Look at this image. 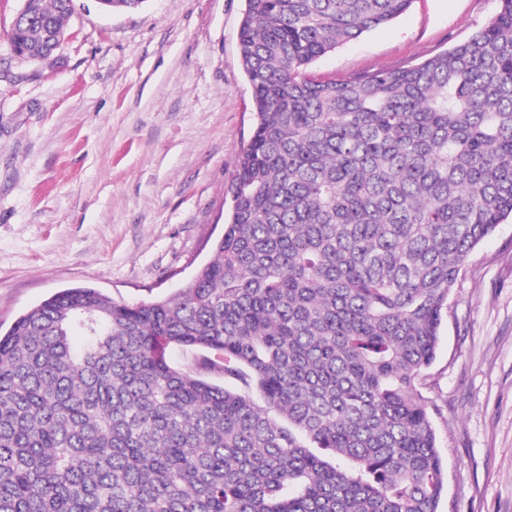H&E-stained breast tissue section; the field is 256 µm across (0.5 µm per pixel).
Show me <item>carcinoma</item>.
<instances>
[{"mask_svg": "<svg viewBox=\"0 0 512 512\" xmlns=\"http://www.w3.org/2000/svg\"><path fill=\"white\" fill-rule=\"evenodd\" d=\"M72 2L21 0L38 26L11 40L65 37ZM496 2L434 57L325 82L315 60L412 0H246L255 125L215 256L171 297L65 288L0 334V512H438L420 388L452 287L512 216Z\"/></svg>", "mask_w": 512, "mask_h": 512, "instance_id": "carcinoma-1", "label": "carcinoma"}]
</instances>
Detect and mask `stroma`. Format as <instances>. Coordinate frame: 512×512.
Returning a JSON list of instances; mask_svg holds the SVG:
<instances>
[{
    "label": "stroma",
    "instance_id": "stroma-1",
    "mask_svg": "<svg viewBox=\"0 0 512 512\" xmlns=\"http://www.w3.org/2000/svg\"><path fill=\"white\" fill-rule=\"evenodd\" d=\"M51 61L13 59L20 0H0V329L55 291L135 303L172 295L213 257L254 126L238 53L245 0H73ZM496 0H413L310 67L344 81L466 40ZM426 396L445 466L439 512H512V221L448 297Z\"/></svg>",
    "mask_w": 512,
    "mask_h": 512
}]
</instances>
